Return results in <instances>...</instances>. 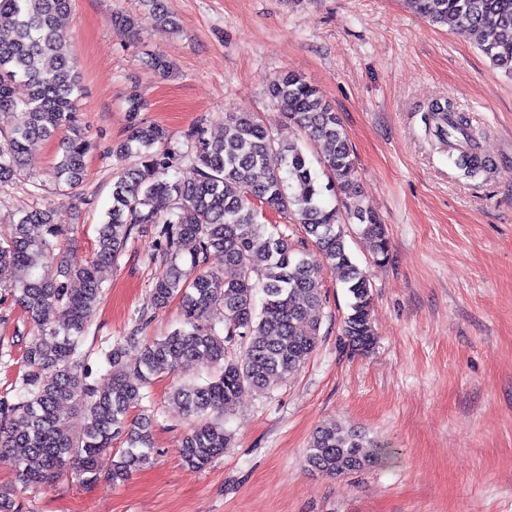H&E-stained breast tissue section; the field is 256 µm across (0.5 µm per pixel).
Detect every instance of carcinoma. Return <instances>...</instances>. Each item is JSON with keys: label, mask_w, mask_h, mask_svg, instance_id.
Listing matches in <instances>:
<instances>
[{"label": "carcinoma", "mask_w": 512, "mask_h": 512, "mask_svg": "<svg viewBox=\"0 0 512 512\" xmlns=\"http://www.w3.org/2000/svg\"><path fill=\"white\" fill-rule=\"evenodd\" d=\"M415 12L469 38L491 64L512 77V0H410ZM72 0H0V185L13 182L25 166L29 143L65 130L64 150L55 166L57 185L82 182L90 147L78 117L80 76L69 54L72 34L61 25ZM119 34H130L136 20L112 16ZM27 87V97L14 94ZM289 125L309 137L327 183L320 182L307 152L285 143L255 112L224 115V135L191 131L187 157L193 176L170 174L176 153L150 149L168 136L154 124L136 123L125 144L136 149L140 165L112 181V206L98 229L91 259L60 262L55 276L36 277L41 257L60 248L70 225L54 222V210L34 209L21 217L14 233L0 240V267L18 273L4 289L31 326L20 356L22 371L12 382L13 397L0 398V461L16 470L20 488L0 490V509L21 512L20 499L47 480L74 470L85 484L98 479L109 462L112 482H124L147 464L154 448L152 415L142 405L143 388L168 371L177 374L205 358L220 366L202 383L177 382L169 399L188 422L182 461L205 469L224 455V413L245 389H266L296 372L316 349L320 336L323 266L336 270L349 296L343 345L353 354L369 353L372 288L347 249L346 223L360 226L376 258L386 259L389 237L379 215L360 203L362 186L347 135L333 108L295 72H284L267 87ZM425 121L448 145V159L467 177L490 171L479 153V134L469 117L445 98L427 106ZM331 191L345 211L327 207ZM168 202L162 215L155 201ZM301 225L312 243L299 250L288 235L259 221L255 203ZM151 227L156 250L169 257L155 278L156 308L181 302L180 327L165 337L142 342L138 333L150 321L138 312L129 336L101 351L108 383L88 381L81 346L103 294L101 269L118 264L129 237ZM213 253L237 270L226 279L205 269ZM190 260V270L178 260ZM242 340L243 355L226 356L225 343ZM138 347L134 360L127 347ZM70 405L86 419L84 432L71 434L60 409ZM127 447L111 456L112 441ZM387 452L366 435L335 421L314 431L306 462L329 477L374 467Z\"/></svg>", "instance_id": "carcinoma-1"}]
</instances>
